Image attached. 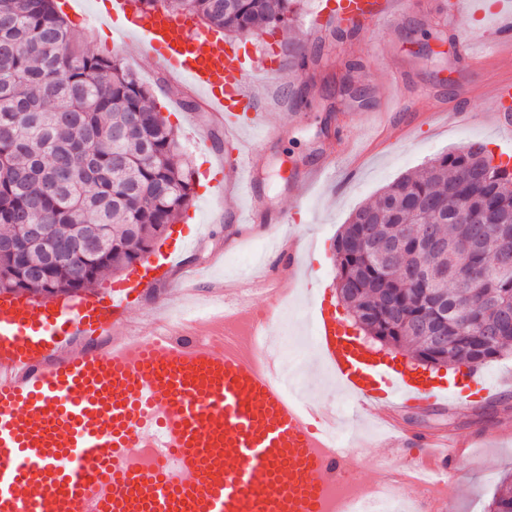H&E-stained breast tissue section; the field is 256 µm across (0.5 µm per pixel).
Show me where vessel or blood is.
<instances>
[{"instance_id": "b4317fda", "label": "vessel or blood", "mask_w": 512, "mask_h": 512, "mask_svg": "<svg viewBox=\"0 0 512 512\" xmlns=\"http://www.w3.org/2000/svg\"><path fill=\"white\" fill-rule=\"evenodd\" d=\"M102 16L116 29L117 50L194 88L223 119L225 136L263 124L262 87L235 46L197 54L214 31L187 15L131 16L127 0H106ZM387 17V0H327L312 25L351 30ZM489 97L483 120L512 129V81L494 83ZM235 173L237 190L254 199L250 150ZM179 255L175 246L147 258L144 277L114 285L107 298L74 306L0 299V512H322L325 487L350 469L344 456L320 453L332 424L323 411L288 399L208 338L114 334L152 285L150 271ZM313 334L365 416L397 401L462 403L471 384L490 391L476 370L449 383L418 381L404 362L373 357L324 305ZM157 428L165 458L146 471L134 450ZM456 452L441 435L423 443L424 457L445 463Z\"/></svg>"}]
</instances>
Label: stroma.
I'll use <instances>...</instances> for the list:
<instances>
[{
	"mask_svg": "<svg viewBox=\"0 0 512 512\" xmlns=\"http://www.w3.org/2000/svg\"><path fill=\"white\" fill-rule=\"evenodd\" d=\"M319 2L302 0L286 32L237 39L272 104L267 124L283 130L282 135L251 141L262 211L255 224L237 221L247 207L245 198L214 194L203 177L204 171L216 170L217 159L234 160L239 141L225 136L206 107L189 109V102L198 99L192 88L177 86L147 59H129L178 136L180 160L193 174L197 212L171 225L158 241V248L164 250L172 240L182 238L186 249L175 262L171 279L148 288L130 306L120 333L145 335L157 321L184 306H200L227 295L246 298L249 316H264L274 299L255 285L266 269L256 264L241 270L238 259L260 245L280 255L282 240L289 235L301 286L282 292L294 309L287 330L292 336H308L316 292L336 294L333 244L353 210L436 155L474 142L497 154L512 147L511 136L479 119L490 107L485 84L512 79V48H496L493 15L475 20L470 12L453 11L449 0H392L387 23L340 35L330 28L319 32L310 28ZM68 16L72 28L85 35L92 53L113 54L112 35L99 20L94 0H77ZM478 24L484 39L473 45V60L462 59L457 46ZM271 47L290 67L298 56L316 50L322 62L307 70L305 80H294L284 90L264 71ZM459 103L470 110V118L448 117L447 107ZM327 160L335 168L333 180L316 182L306 203L298 204L297 175ZM480 374L495 390L492 399L444 404L425 413H396L410 436L444 433L467 441V448L451 465L446 512H487L493 492L512 473V354L485 364ZM305 379L312 384L310 400L335 404L342 428L353 429L356 440L346 452L358 463L357 479L372 480L381 457L395 471L417 461V446L387 447L374 423L354 418V399L330 376L309 373Z\"/></svg>",
	"mask_w": 512,
	"mask_h": 512,
	"instance_id": "stroma-1",
	"label": "stroma"
}]
</instances>
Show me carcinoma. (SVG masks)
<instances>
[{
	"label": "carcinoma",
	"mask_w": 512,
	"mask_h": 512,
	"mask_svg": "<svg viewBox=\"0 0 512 512\" xmlns=\"http://www.w3.org/2000/svg\"><path fill=\"white\" fill-rule=\"evenodd\" d=\"M52 0H0V239L18 238V220L49 224L60 238L95 237L97 253L76 268L48 263L38 248L0 257V290H89L117 273L176 223L192 197V174L151 88L115 54L86 49ZM144 12H187L228 34H273L301 0H139ZM512 172L487 147L447 153L388 185L358 208L335 243L337 290L353 324L382 346L414 348L423 362L479 368L512 351ZM431 224L444 249L380 259L377 241L414 237ZM479 265L478 283L457 275ZM503 306L494 343L472 336L476 303ZM426 319L461 336L438 348ZM489 512H512V479Z\"/></svg>",
	"instance_id": "obj_1"
}]
</instances>
